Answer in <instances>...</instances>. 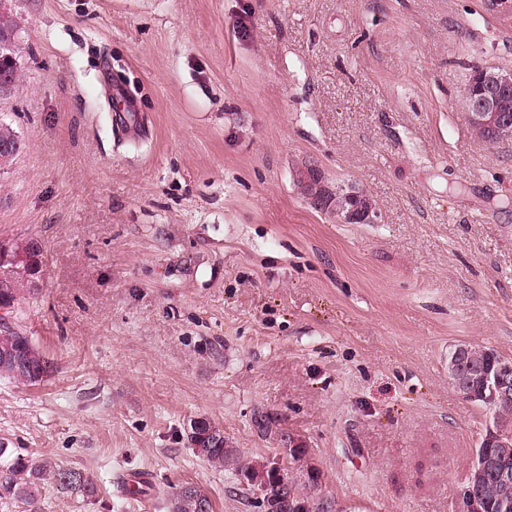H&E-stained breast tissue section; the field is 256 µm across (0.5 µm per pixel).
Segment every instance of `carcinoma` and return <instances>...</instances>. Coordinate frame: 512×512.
Here are the masks:
<instances>
[{"label":"carcinoma","mask_w":512,"mask_h":512,"mask_svg":"<svg viewBox=\"0 0 512 512\" xmlns=\"http://www.w3.org/2000/svg\"><path fill=\"white\" fill-rule=\"evenodd\" d=\"M17 23L9 18H0V65L10 81L19 80V66L15 53ZM476 135L489 143L512 140V125L490 128L481 124H471ZM19 137L14 129L0 123V165L7 164L16 156ZM14 260L0 263V307L10 308L19 303L24 292L23 283H31L35 266L44 264L43 252L37 250L36 240L24 239L9 245ZM470 362L475 368H488L500 359L499 354L486 347L470 346ZM47 367L32 338L20 329L5 327L0 329V376L11 378L23 384L40 381L38 368ZM496 422L507 432L512 433V400L500 401L495 405ZM198 431V447L193 449L196 456L221 471L227 466L243 475L251 484L262 487L272 483L271 462L248 460L237 449L231 454V462L224 459V449L211 448L208 435L212 423L204 420ZM51 483L61 490L76 491L92 495L96 487L92 480L80 470L57 469L44 462L39 465L16 456L7 461L5 475L0 476V500L19 499L37 512L38 501L43 486ZM318 476L314 475L306 484L293 482L288 486V496L294 500L313 499L317 496ZM474 508L470 512H512V486L505 490L493 477L488 476L473 488ZM171 512H213L210 497L194 485L182 486L170 499Z\"/></svg>","instance_id":"obj_1"}]
</instances>
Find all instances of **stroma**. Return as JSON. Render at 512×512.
<instances>
[{
  "mask_svg": "<svg viewBox=\"0 0 512 512\" xmlns=\"http://www.w3.org/2000/svg\"><path fill=\"white\" fill-rule=\"evenodd\" d=\"M20 79L0 121V244L44 249L0 317L52 369L0 378V448L77 469L39 512H169L192 484L258 512L189 447L305 444L341 512H459L494 421L458 345L512 360V141L471 130L478 67L512 70V0H0ZM356 187L374 224L300 178ZM275 420L262 435L257 413ZM155 493L130 499L127 475ZM16 144L20 146L19 137L14 129L9 124L0 123V145L3 146L0 151V165H6L13 160L20 148H17ZM329 193V192H328ZM330 195V201L334 202V206H336V214L339 216L341 212L344 210H347L351 207L352 201L345 197V193H336V197L334 194L329 193ZM336 201V202H335ZM336 203V205H335ZM364 211H376V207L373 204L372 200L363 193V196L360 200H358L357 203H354L352 207L349 209V211L345 214L344 220L346 222H358V223H365V224H373L377 222V219L372 216L370 212L364 213L363 210L360 208V206Z\"/></svg>",
  "mask_w": 512,
  "mask_h": 512,
  "instance_id": "stroma-1",
  "label": "stroma"
}]
</instances>
